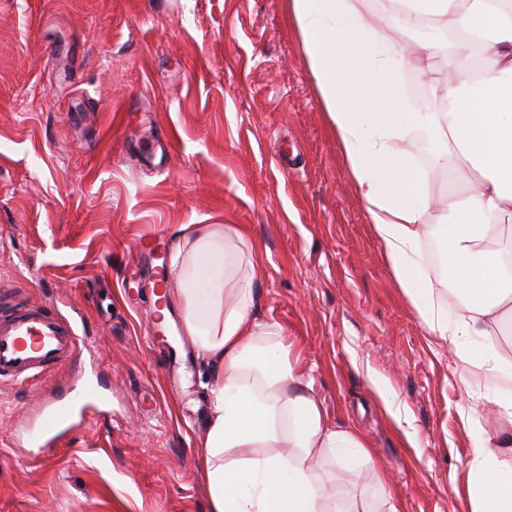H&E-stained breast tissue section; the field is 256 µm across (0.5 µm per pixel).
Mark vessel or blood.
<instances>
[{"label": "vessel or blood", "mask_w": 512, "mask_h": 512, "mask_svg": "<svg viewBox=\"0 0 512 512\" xmlns=\"http://www.w3.org/2000/svg\"><path fill=\"white\" fill-rule=\"evenodd\" d=\"M87 344L76 322L28 309L0 319V380L27 382L48 369L82 354ZM40 425L42 437L57 429L68 430L71 415L56 400L46 401Z\"/></svg>", "instance_id": "b4317fda"}]
</instances>
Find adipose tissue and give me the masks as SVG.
<instances>
[{"instance_id":"1","label":"adipose tissue","mask_w":512,"mask_h":512,"mask_svg":"<svg viewBox=\"0 0 512 512\" xmlns=\"http://www.w3.org/2000/svg\"><path fill=\"white\" fill-rule=\"evenodd\" d=\"M398 23L446 20L469 37L449 58L434 94L439 112L409 109L397 74L403 46L378 37L356 0H288L307 66L334 129L349 174L363 198L389 270L421 322L452 348L462 370H484L498 384L492 403L504 429L477 434L468 463L470 512H512V355L477 352L474 336H494L512 315V8L499 0H398ZM480 46L482 68L469 63ZM429 129L441 154L452 153L481 181L467 198H449L435 212L428 190L439 157L417 169L392 143ZM438 239L439 280L423 273L417 245ZM185 334L218 372L205 415L201 469L210 512H369L361 500L330 491L323 462L369 466L358 435L326 416L292 368L283 331L251 317L255 304L251 252L233 224H184L170 255ZM458 297L456 321L437 301L439 288Z\"/></svg>"}]
</instances>
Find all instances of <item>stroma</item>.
<instances>
[{
  "label": "stroma",
  "mask_w": 512,
  "mask_h": 512,
  "mask_svg": "<svg viewBox=\"0 0 512 512\" xmlns=\"http://www.w3.org/2000/svg\"><path fill=\"white\" fill-rule=\"evenodd\" d=\"M184 224L244 230L253 318L380 464L333 489L469 512L464 420L502 432L496 384L460 375L392 277L288 0H0V311L59 308L97 358L0 382V512H209L214 372L178 306L157 327L141 246L169 260ZM53 395L97 412L37 455L22 426Z\"/></svg>",
  "instance_id": "stroma-1"
}]
</instances>
